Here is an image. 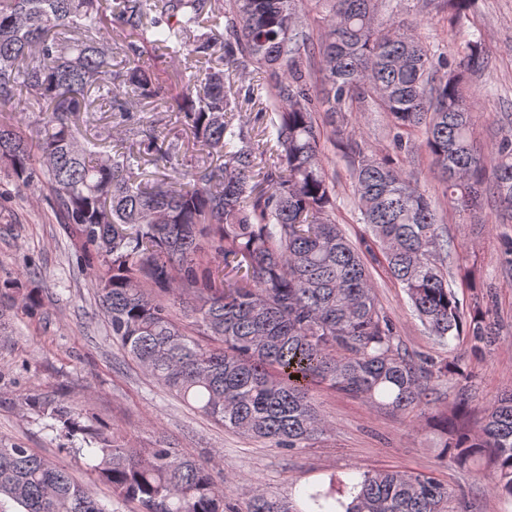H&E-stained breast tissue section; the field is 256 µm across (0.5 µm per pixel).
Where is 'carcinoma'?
Returning a JSON list of instances; mask_svg holds the SVG:
<instances>
[{"mask_svg": "<svg viewBox=\"0 0 512 512\" xmlns=\"http://www.w3.org/2000/svg\"><path fill=\"white\" fill-rule=\"evenodd\" d=\"M299 3L0 0V112L23 93L45 103L28 139L0 124V164L46 188L64 223L103 257L94 275L99 307L127 356L184 403L274 448H305L326 431L312 401L316 386L405 412L429 404L441 379L466 378L454 360L415 361L402 349L367 259L336 224L321 139L347 144L354 199L379 249L371 258L383 259L443 343L465 336L479 355L495 342L497 320L489 308L461 310L440 262L454 247L446 226L399 163L350 136L352 114L373 100L408 158L412 136L423 133L452 205L474 207L487 194L512 220V138L490 160L477 151L448 62L382 18L385 0H317L326 15L316 39ZM206 17L214 25L196 34ZM115 25L126 33L116 48L119 72L116 49L101 37ZM143 43L170 59L186 52L209 69L185 65L165 87L143 61ZM229 62L266 74L276 118L257 140L236 121L241 102L257 99L255 88L228 93ZM459 64L484 70L480 43H468ZM92 88L106 93L123 122L166 90L201 155L179 168L180 146L141 119L140 139L117 143L110 156L78 143L80 115L93 117ZM148 165L164 178H146ZM187 292L184 315L221 346L199 343L176 317ZM26 405L53 420L69 442L64 451L81 453L77 440L91 446L96 479L140 512H302L260 490L239 510L205 460L161 439L125 448L64 400L34 396ZM441 448L442 458L461 465L488 458L493 492L512 501V389L489 403L479 431ZM335 485L332 475L328 487L304 492L309 512H473L421 473L364 472L346 500ZM2 496L16 512H110L66 468L21 444L0 443Z\"/></svg>", "mask_w": 512, "mask_h": 512, "instance_id": "carcinoma-1", "label": "carcinoma"}]
</instances>
